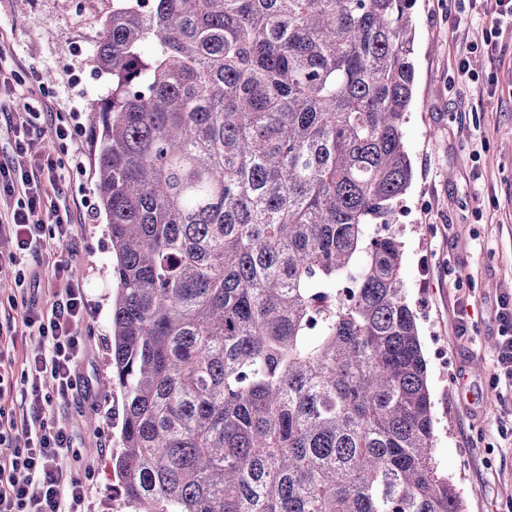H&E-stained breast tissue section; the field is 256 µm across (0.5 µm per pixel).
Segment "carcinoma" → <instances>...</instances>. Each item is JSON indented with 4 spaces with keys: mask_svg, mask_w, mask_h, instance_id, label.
Segmentation results:
<instances>
[{
    "mask_svg": "<svg viewBox=\"0 0 512 512\" xmlns=\"http://www.w3.org/2000/svg\"><path fill=\"white\" fill-rule=\"evenodd\" d=\"M415 0H112L89 106L135 512H464L397 205Z\"/></svg>",
    "mask_w": 512,
    "mask_h": 512,
    "instance_id": "1",
    "label": "carcinoma"
}]
</instances>
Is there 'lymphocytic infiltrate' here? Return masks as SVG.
I'll return each mask as SVG.
<instances>
[{
  "instance_id": "lymphocytic-infiltrate-1",
  "label": "lymphocytic infiltrate",
  "mask_w": 512,
  "mask_h": 512,
  "mask_svg": "<svg viewBox=\"0 0 512 512\" xmlns=\"http://www.w3.org/2000/svg\"><path fill=\"white\" fill-rule=\"evenodd\" d=\"M8 132L12 152L0 159V224L12 249L0 253V275L13 278L22 320L40 342L20 376L0 370V512H85L87 486L69 459L71 429L51 415L53 404L92 401L77 373L86 352L89 301L73 263L33 260L68 245L73 208L59 181L78 130L63 114L42 123L30 105L15 106ZM57 281L49 297L41 280Z\"/></svg>"
}]
</instances>
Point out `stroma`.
<instances>
[{
  "label": "stroma",
  "instance_id": "stroma-1",
  "mask_svg": "<svg viewBox=\"0 0 512 512\" xmlns=\"http://www.w3.org/2000/svg\"><path fill=\"white\" fill-rule=\"evenodd\" d=\"M112 0H0V34L13 59L0 69V153L10 147L8 107L28 103L63 112L84 127L82 171L65 169L62 188L75 201L95 199L96 133L91 102L108 96L112 78L92 54ZM415 82L404 142L413 180L397 216L403 281L418 315L434 404L436 456L460 489L465 512H512V390L496 386L497 313L512 298V30L503 29L479 81L458 62L490 29L484 16L461 12L457 0H416ZM36 70L41 84L16 83ZM73 257L90 310L87 355L79 373L97 390L100 410L59 406L71 427L70 455L88 487L87 512H115L120 480L112 467L123 399L101 388L111 377L112 251L104 212L74 224ZM468 297L471 323L459 333L458 297Z\"/></svg>",
  "mask_w": 512,
  "mask_h": 512
}]
</instances>
